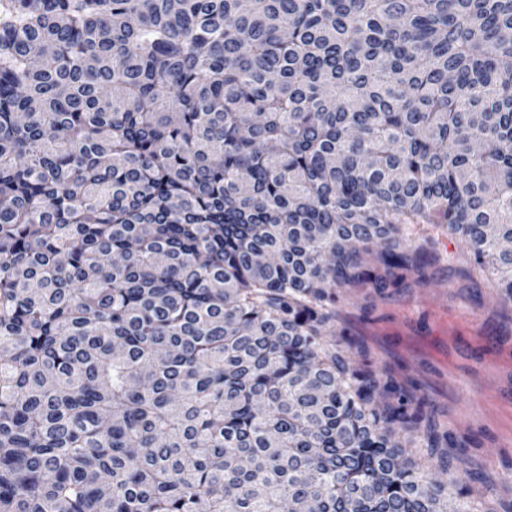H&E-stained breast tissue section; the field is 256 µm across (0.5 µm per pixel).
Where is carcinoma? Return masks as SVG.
I'll return each instance as SVG.
<instances>
[{
  "label": "carcinoma",
  "instance_id": "cac0c4a2",
  "mask_svg": "<svg viewBox=\"0 0 512 512\" xmlns=\"http://www.w3.org/2000/svg\"><path fill=\"white\" fill-rule=\"evenodd\" d=\"M408 224L512 298V0H0V512H478L322 337ZM408 457L414 462L415 466L420 469L426 470L434 478L440 481H448V473L443 472L439 466L436 458L432 459L425 454L423 448H407Z\"/></svg>",
  "mask_w": 512,
  "mask_h": 512
}]
</instances>
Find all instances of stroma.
<instances>
[{
    "label": "stroma",
    "instance_id": "35a3bbf8",
    "mask_svg": "<svg viewBox=\"0 0 512 512\" xmlns=\"http://www.w3.org/2000/svg\"><path fill=\"white\" fill-rule=\"evenodd\" d=\"M404 243L431 264L400 271L381 294L337 289L328 337L426 397L430 416L467 442L470 497L482 512H512V300L472 269L457 236L415 224Z\"/></svg>",
    "mask_w": 512,
    "mask_h": 512
}]
</instances>
